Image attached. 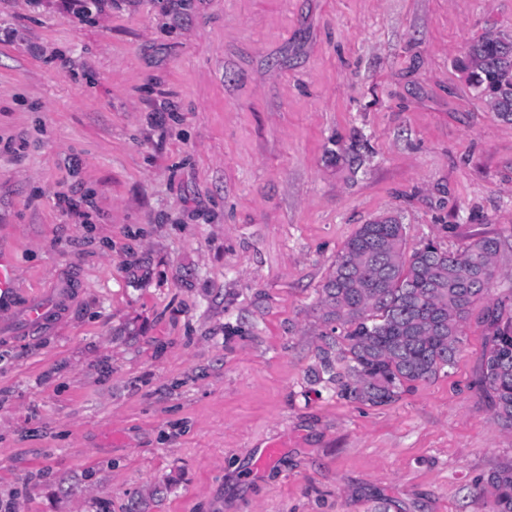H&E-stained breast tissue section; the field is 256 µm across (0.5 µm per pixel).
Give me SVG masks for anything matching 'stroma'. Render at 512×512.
I'll return each mask as SVG.
<instances>
[{"instance_id": "stroma-1", "label": "stroma", "mask_w": 512, "mask_h": 512, "mask_svg": "<svg viewBox=\"0 0 512 512\" xmlns=\"http://www.w3.org/2000/svg\"><path fill=\"white\" fill-rule=\"evenodd\" d=\"M491 30L512 0H0V250L21 300L70 291L0 322V502L492 512L512 250L448 373L379 407L307 380L360 225L512 243V123L454 66ZM68 298L67 291L59 292L52 300L36 299L30 300L23 307V316L30 324L43 322L50 313V308L57 303H62ZM500 312L492 320V334L484 354L479 383L488 391L494 419L512 426V316L504 312L506 304L498 302Z\"/></svg>"}]
</instances>
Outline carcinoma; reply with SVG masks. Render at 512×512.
<instances>
[{
    "label": "carcinoma",
    "instance_id": "1",
    "mask_svg": "<svg viewBox=\"0 0 512 512\" xmlns=\"http://www.w3.org/2000/svg\"><path fill=\"white\" fill-rule=\"evenodd\" d=\"M457 67L495 115L512 122V35L472 42ZM405 227L394 218L363 224L337 256L320 306L329 332L317 346L311 382L370 406L398 400L417 384L448 372L463 343L474 304L492 294L506 243L479 237L449 251L429 241L407 254ZM492 320L479 383L494 419L512 426V316L506 304ZM490 490L493 512H512V461L476 480Z\"/></svg>",
    "mask_w": 512,
    "mask_h": 512
}]
</instances>
